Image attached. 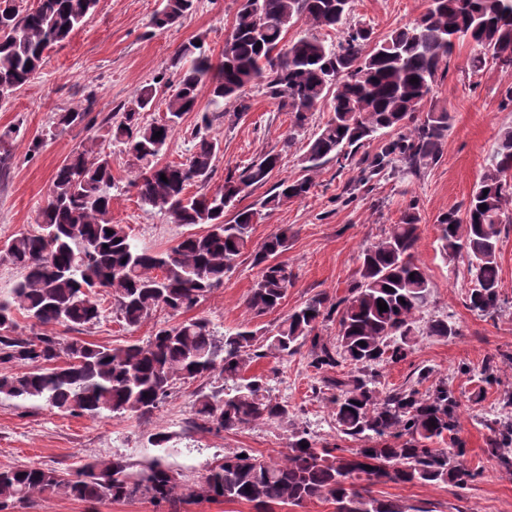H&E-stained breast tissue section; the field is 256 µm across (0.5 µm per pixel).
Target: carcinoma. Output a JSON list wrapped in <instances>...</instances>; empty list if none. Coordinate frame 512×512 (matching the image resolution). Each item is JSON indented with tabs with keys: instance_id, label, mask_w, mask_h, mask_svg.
I'll list each match as a JSON object with an SVG mask.
<instances>
[{
	"instance_id": "cac0c4a2",
	"label": "carcinoma",
	"mask_w": 512,
	"mask_h": 512,
	"mask_svg": "<svg viewBox=\"0 0 512 512\" xmlns=\"http://www.w3.org/2000/svg\"><path fill=\"white\" fill-rule=\"evenodd\" d=\"M99 0H37L21 10L15 0H0V98L29 83L44 55L64 42L97 8ZM352 0H239L222 59L215 63L203 45L179 51L182 66L176 92L166 103L165 118L144 125L140 113L153 109L159 80L140 90L121 116L109 121L111 141L131 154L139 168L132 186L141 203L168 214L178 224H202L206 230L157 251L139 245L122 224L112 223L110 154L83 149L55 171L37 228L0 242V259L22 277L0 297V397L41 401L76 416L105 412L139 417L153 414L180 382L205 378L195 392L193 427L208 433L238 430L257 422L286 423L288 403L271 394L270 378L248 374L252 362L292 356L308 347L310 367L326 374L323 387L336 428L361 446L344 453L336 446H317L309 432L296 428L288 452L279 461L259 458L237 448L211 463L201 481L176 477L160 458L138 465L122 455L83 464L65 476L52 468L0 469V512L47 491L80 501H124L136 497L166 501L171 512L184 503L203 500L245 502L255 512L325 500L336 512H404L401 504L372 494L378 483H449L464 489L477 473L461 460L460 407L448 382L420 392L430 378L418 369L415 385L385 388L378 366L406 358L420 330L417 316L429 306L430 279L415 257L419 215L413 203L384 238L367 245L347 296L331 302L316 294L272 329L258 333L247 326L215 334L209 320L191 318L160 327L143 342L101 346L72 337L17 331L23 313L39 326L68 331L94 324L104 311L94 296H112V311L137 327L159 309L187 311L224 284L252 241L259 212L238 207L240 200L268 183L281 154L268 153L228 171L216 190L207 186L220 143L209 138L211 118L201 116L192 132L194 150L184 163L158 162L183 116L198 109L201 95L217 107L234 101L245 110L248 88L261 85L290 115L283 147L309 124L314 112L330 115L307 144L302 164L315 173L330 160L351 161L379 133L399 130L374 154H363L357 181L366 187L397 169L412 174L442 155L448 133L445 108L428 106L438 78L448 69L457 46L475 43L480 53L468 60V71L488 62L512 70V0H430L411 25L395 29L370 44L367 29L350 19ZM194 0H166L152 25L170 26L193 10ZM303 34L285 44L294 25ZM323 30L341 33L335 43ZM416 78L418 82L411 83ZM161 132L158 138L153 137ZM165 179H160V175ZM512 126L498 132L490 163L465 206L439 218L438 249L442 256L463 255L474 287L469 310L487 315L501 301L498 244L512 204ZM197 187L193 194L188 188ZM309 177L283 179L263 202L277 208L305 198ZM486 209H480V205ZM233 212L231 219L224 213ZM288 236L265 241L254 254L262 266L247 305L253 317L275 310L293 283L288 263L278 260ZM387 304L380 311L378 302ZM336 321V343L326 344L319 325ZM426 335H458L452 316L432 319ZM365 345H359V342ZM68 360L56 364L59 351ZM21 372L13 371L15 367ZM351 368L348 373L345 368ZM342 370L334 377L331 370ZM491 451L512 473V421L492 428ZM448 441V447L437 444Z\"/></svg>"
}]
</instances>
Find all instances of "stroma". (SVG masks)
I'll return each instance as SVG.
<instances>
[{
    "label": "stroma",
    "instance_id": "1",
    "mask_svg": "<svg viewBox=\"0 0 512 512\" xmlns=\"http://www.w3.org/2000/svg\"><path fill=\"white\" fill-rule=\"evenodd\" d=\"M164 4L165 0H99L83 26L47 51L37 76L0 106V132L19 131L8 144L10 166L0 169V240L35 228L56 169L75 149L93 144L111 155L113 223L126 225L134 238L158 251L175 246L189 234L188 226L142 206L131 185L135 176L132 160L122 146L110 142L107 120L123 112L136 93L160 75L167 85L154 109L142 113L141 121L150 124L163 119L164 100L173 94L179 79V49L199 41L213 59H220L237 4L235 0H195L187 18L159 30L151 20ZM427 6L428 0H353L351 19L368 28L378 41L413 22ZM475 52L467 43L457 47L448 72L434 87L433 104L447 109L450 116L438 163L416 175L391 176L368 192L351 188L359 174L357 165L342 168L331 162L314 174L306 198L273 210L261 209L267 190L256 189L244 200L246 206L261 210L252 234V251L239 259L221 287L190 312L162 310L133 328L112 312L111 296L98 294L106 314L82 328L80 338L96 345L119 346L146 340L157 327L174 326L191 316L208 319L220 333L248 321L257 331H264L314 294L323 293L333 300L347 295L363 248L396 223L406 205L416 204L420 217L416 258L432 285V302L418 315L417 326L423 330L430 319L448 315L459 334L440 339L421 333L406 359L382 363L379 371L390 388L413 383L414 371L423 366L431 369L433 380H447L461 401L459 422L466 442L463 462L476 469L478 477L464 490L446 484L387 483L374 486L373 494L400 501L407 512H512V475L490 455L494 434L488 427L505 393L512 391V366L499 364L498 378L490 383L481 375L489 357L512 352V226L502 236L498 257L505 302L491 316L467 308L471 283L466 260H444L437 242L439 217L468 201L499 130L512 126V107L501 104L503 89L512 84V70L490 63L478 75H471L466 64ZM245 101L247 110L228 103L218 111L207 100H200L198 111L187 113L174 131L161 162L179 163L190 156L191 133L206 112L212 119L208 134L222 147L211 188L223 184L229 169L271 151L282 155L279 177H303L300 158L305 144L310 132L327 120L328 110L315 113L307 132L287 149L283 141L290 127L288 112L259 88L247 91ZM81 110L94 117L93 128L60 123L61 113ZM36 138L42 145L33 154L29 145ZM283 232L288 235V248L281 259L294 274L293 284L278 308L252 319L246 302L261 275L252 252ZM250 371L271 377L273 396L288 402L294 411L292 425L259 422L220 434L186 429L199 388L195 381L178 384L165 404L146 419L109 413L96 418L73 416L38 402L22 404L0 397V469L36 466L65 474L115 453L138 463L152 455L147 437L156 432L172 437L175 452L167 456V465L192 480L200 479L208 464L236 448L251 449L265 460L281 458L296 427L306 429L318 443L355 447V440L337 431L329 404L316 394L321 376L309 366L306 352L258 360ZM167 510V504L146 498L81 502L45 493L18 505L15 512Z\"/></svg>",
    "mask_w": 512,
    "mask_h": 512
}]
</instances>
